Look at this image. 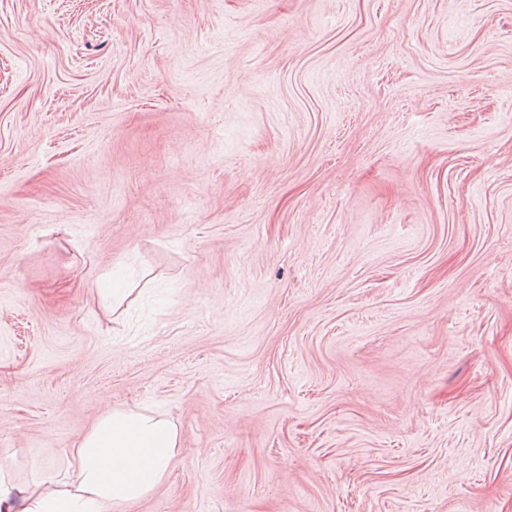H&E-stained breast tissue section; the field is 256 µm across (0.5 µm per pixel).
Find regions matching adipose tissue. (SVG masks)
I'll list each match as a JSON object with an SVG mask.
<instances>
[{
    "label": "adipose tissue",
    "mask_w": 512,
    "mask_h": 512,
    "mask_svg": "<svg viewBox=\"0 0 512 512\" xmlns=\"http://www.w3.org/2000/svg\"><path fill=\"white\" fill-rule=\"evenodd\" d=\"M180 446L172 420L112 410L83 437L64 470L33 485L0 479V512H107L132 503L163 483Z\"/></svg>",
    "instance_id": "obj_1"
}]
</instances>
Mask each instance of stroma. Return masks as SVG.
<instances>
[{
    "instance_id": "stroma-1",
    "label": "stroma",
    "mask_w": 512,
    "mask_h": 512,
    "mask_svg": "<svg viewBox=\"0 0 512 512\" xmlns=\"http://www.w3.org/2000/svg\"><path fill=\"white\" fill-rule=\"evenodd\" d=\"M127 408L111 512H512V0H0V470Z\"/></svg>"
}]
</instances>
